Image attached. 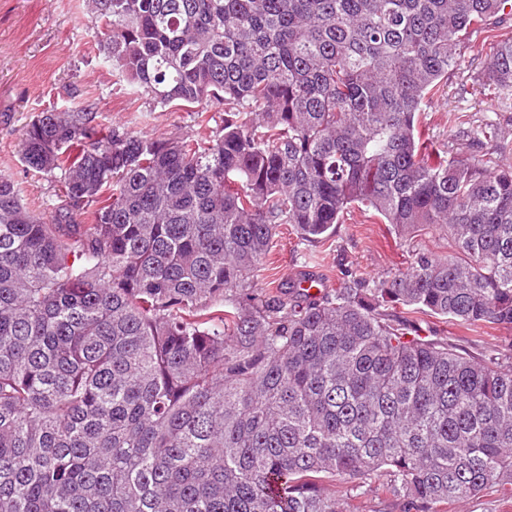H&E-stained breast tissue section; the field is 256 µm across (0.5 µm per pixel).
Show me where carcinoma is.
I'll use <instances>...</instances> for the list:
<instances>
[{
    "mask_svg": "<svg viewBox=\"0 0 512 512\" xmlns=\"http://www.w3.org/2000/svg\"><path fill=\"white\" fill-rule=\"evenodd\" d=\"M105 62L164 108L224 106L197 138L43 112L32 214L0 176V512H410L512 497V365L387 310L512 330V167L455 160L420 121L462 45L512 0H88ZM512 88V42L493 93ZM353 209L400 238L379 281L254 288L281 224ZM351 503L363 510L360 512H401L402 510L393 498L376 494L373 487L366 494L353 497Z\"/></svg>",
    "mask_w": 512,
    "mask_h": 512,
    "instance_id": "obj_1",
    "label": "carcinoma"
}]
</instances>
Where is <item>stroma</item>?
Here are the masks:
<instances>
[{"mask_svg": "<svg viewBox=\"0 0 512 512\" xmlns=\"http://www.w3.org/2000/svg\"><path fill=\"white\" fill-rule=\"evenodd\" d=\"M512 41V16L492 24L490 33L472 37L459 65L449 70L439 93L423 106L420 116L430 137L445 146L449 157H497L512 164V96L491 94L485 87L487 66L498 43ZM84 108L97 119L138 136H193L202 117L221 120V106L205 114L156 106L143 90L130 86L103 62L100 44L89 18L87 0H0V176L11 179L19 195L37 216L51 218L61 205L58 178L28 169L22 161L26 125L46 111ZM466 114L467 125L452 127L448 115ZM492 124L499 137L474 140L472 130ZM448 250V241L433 227L414 238H399L388 225L360 212L346 216L335 236L308 242L281 225L272 247L257 269L254 285L271 290L309 273L333 288L341 272L367 280L384 278L406 268L415 253ZM412 320L422 335L457 347L479 360L512 347V330L470 331L447 320L416 314Z\"/></svg>", "mask_w": 512, "mask_h": 512, "instance_id": "obj_1", "label": "stroma"}]
</instances>
